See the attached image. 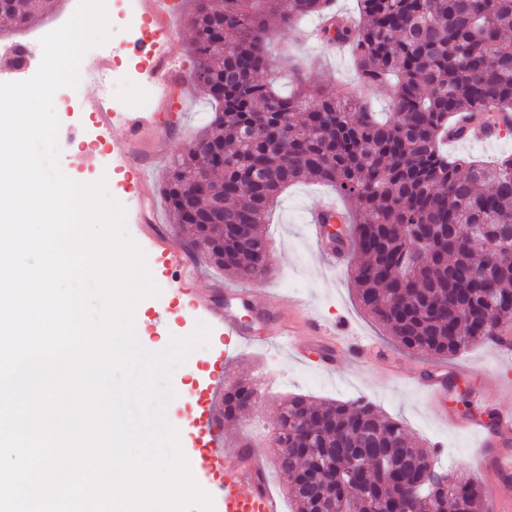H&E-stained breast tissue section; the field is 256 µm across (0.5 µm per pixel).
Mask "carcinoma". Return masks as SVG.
Segmentation results:
<instances>
[{"label": "carcinoma", "mask_w": 512, "mask_h": 512, "mask_svg": "<svg viewBox=\"0 0 512 512\" xmlns=\"http://www.w3.org/2000/svg\"><path fill=\"white\" fill-rule=\"evenodd\" d=\"M192 79L214 103L207 128L166 168L162 197L175 223L209 249L207 262L240 280L267 275L262 224L280 196L327 183L348 201L357 299L407 351L447 359L512 322V265L492 261L512 243V155L455 159L459 116L499 131L512 113V0H358L351 19L332 0H192ZM42 0H0V32L23 28ZM317 15L321 38L352 47L359 84L332 93L318 81L280 95L259 75L271 67L267 21L288 36ZM392 89L380 118L360 99ZM224 142V169L211 147ZM224 201L225 228L206 216ZM237 383L224 391V421L246 409ZM288 453L276 464L293 512H476L481 487L424 465L427 452L365 399L280 409Z\"/></svg>", "instance_id": "cac0c4a2"}]
</instances>
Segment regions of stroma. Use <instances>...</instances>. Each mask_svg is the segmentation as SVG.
I'll return each instance as SVG.
<instances>
[{"label":"stroma","instance_id":"obj_1","mask_svg":"<svg viewBox=\"0 0 512 512\" xmlns=\"http://www.w3.org/2000/svg\"><path fill=\"white\" fill-rule=\"evenodd\" d=\"M105 4L115 32L105 45L89 49L82 61L88 64L106 57L112 62L102 78L103 85L113 89L116 115L112 134L106 139V149L89 152L88 145L95 140L96 133L85 121L83 102L93 86L84 84L75 93L60 89L53 98L60 121L58 137L68 143L67 149L60 152V167L62 171L82 174L94 181L105 180L109 193L127 208L128 232L145 252L152 277L161 289L159 296L139 304L149 320L147 332L139 336V343H146L148 335L159 329L187 339L202 326H208V318L193 313L183 299L182 291L186 288L195 289L220 310L236 313L250 328L253 338L252 343L238 345L223 355L219 352V332L211 329L208 339L195 342L185 358L172 368L171 388L187 381L197 388L205 383L212 385V404L218 411L224 405L225 388L238 379L262 383L266 393L261 404L234 423L223 426L220 446L228 452L245 443L260 449L270 487L281 496L286 495L287 488L274 466L271 433L282 400L295 394L317 402L369 399L387 417L399 421L412 440L431 450L439 464L464 472L481 484L493 479V472L482 471L477 463L478 435L457 429L455 423L473 417L493 419L504 405V391L512 386V359L503 358L487 343L471 346L453 359L444 360V367L459 368L461 374L442 399L441 408L448 414L447 421L437 420L428 396L404 380L406 373L433 364V357L393 344L358 305L347 266L333 265L324 246L312 238L309 214L320 200L333 197L331 187L299 185L281 196L264 226L276 258L264 279L242 283L199 258L182 277L165 273L162 258L146 235V224L157 220L179 244L187 241L189 235L171 224L162 196L134 206V187L124 168L123 121L131 114L142 113L159 124L160 134L149 144L156 156L149 179L157 186L172 157L204 128L212 107L193 84H172L165 88L151 80L146 75L148 62L127 51V43L136 32L124 26L122 19L126 11H140L139 0H105ZM77 6L78 0H60L49 12L32 18L20 33L9 38L0 36V47L23 44L53 31L73 15ZM315 24V18L303 19L300 27L304 35L298 39L277 34L271 37L269 51L273 66L265 72L264 79L281 93L291 91L293 71L297 68L321 72L328 89L334 92L358 80L350 53H334L328 46L309 39L308 33ZM239 286L246 287L251 303L261 304L270 297L280 300L282 315L297 323L314 317L335 326V335L325 345L335 357L333 369L316 367L305 359L292 357L286 347L269 343V336L276 333L277 321L256 319L238 298L230 296V289ZM360 340L382 348L383 359L366 362L356 359L353 349ZM219 358L224 361V374L220 377L214 372V363Z\"/></svg>","mask_w":512,"mask_h":512}]
</instances>
